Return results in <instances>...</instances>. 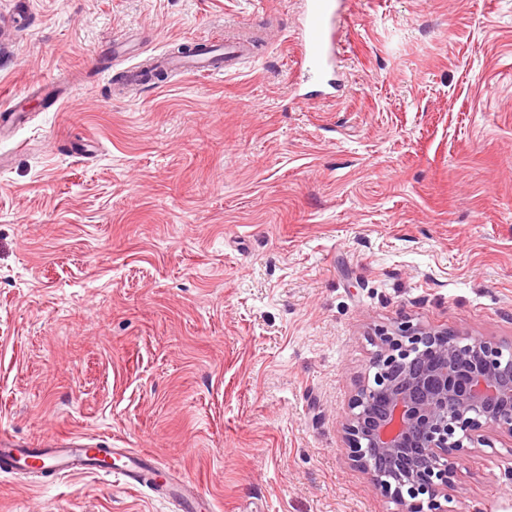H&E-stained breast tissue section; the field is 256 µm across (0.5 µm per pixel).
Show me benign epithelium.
<instances>
[{
	"label": "benign epithelium",
	"instance_id": "1",
	"mask_svg": "<svg viewBox=\"0 0 512 512\" xmlns=\"http://www.w3.org/2000/svg\"><path fill=\"white\" fill-rule=\"evenodd\" d=\"M376 338L342 420L349 460L396 512H449L468 450L512 440V360L484 336L410 321Z\"/></svg>",
	"mask_w": 512,
	"mask_h": 512
}]
</instances>
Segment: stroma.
<instances>
[{"instance_id":"35a3bbf8","label":"stroma","mask_w":512,"mask_h":512,"mask_svg":"<svg viewBox=\"0 0 512 512\" xmlns=\"http://www.w3.org/2000/svg\"><path fill=\"white\" fill-rule=\"evenodd\" d=\"M300 0H0V433L153 454L214 512H395L340 423L409 320L512 349V0H348L339 87L292 86ZM266 46L131 87L143 56ZM450 512H512V441ZM0 512H173L86 473Z\"/></svg>"}]
</instances>
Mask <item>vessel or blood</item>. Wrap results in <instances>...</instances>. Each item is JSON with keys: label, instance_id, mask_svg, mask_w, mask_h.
Segmentation results:
<instances>
[{"label": "vessel or blood", "instance_id": "obj_1", "mask_svg": "<svg viewBox=\"0 0 512 512\" xmlns=\"http://www.w3.org/2000/svg\"><path fill=\"white\" fill-rule=\"evenodd\" d=\"M344 0H301L304 17L303 56L300 76L303 80L319 79L341 47L340 19ZM254 39L241 35L225 39L220 51L204 44L192 55L182 59L161 53L153 62L159 69H181L187 72L220 74L232 70L251 57ZM111 448L89 447L86 437L70 435L52 439L34 448L8 436H0V473H10L24 466L27 460L41 461L51 475H72L84 471L106 474L116 472L133 488L147 487L159 496L171 499L178 512H212L210 501L192 485L183 482L160 484L154 479L156 467L149 454L124 452L120 468H112Z\"/></svg>", "mask_w": 512, "mask_h": 512}]
</instances>
